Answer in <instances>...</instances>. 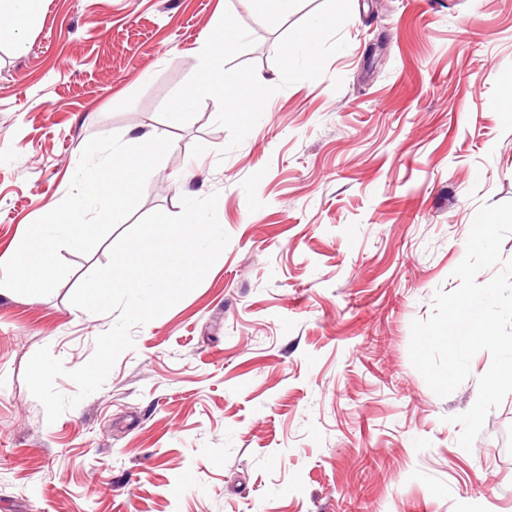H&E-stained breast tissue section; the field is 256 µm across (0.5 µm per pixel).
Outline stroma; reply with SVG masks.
<instances>
[{
	"label": "stroma",
	"instance_id": "stroma-1",
	"mask_svg": "<svg viewBox=\"0 0 512 512\" xmlns=\"http://www.w3.org/2000/svg\"><path fill=\"white\" fill-rule=\"evenodd\" d=\"M321 3L45 0L0 43V256L110 133L172 140L136 216L215 192L229 236L51 424L26 365L45 346L70 370L91 358L116 316L70 296L124 226L61 250L52 294H0V512H512V394L471 449L450 421L490 354L446 397L409 356L478 208L512 201V0H352L346 48L279 88L278 42ZM227 10L255 36L230 67L276 89L233 149L212 100L185 124L159 114Z\"/></svg>",
	"mask_w": 512,
	"mask_h": 512
}]
</instances>
